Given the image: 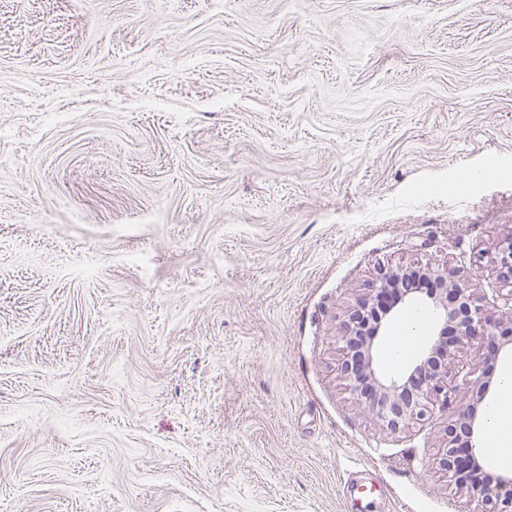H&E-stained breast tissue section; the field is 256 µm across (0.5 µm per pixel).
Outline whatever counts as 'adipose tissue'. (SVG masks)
I'll return each instance as SVG.
<instances>
[{
  "mask_svg": "<svg viewBox=\"0 0 512 512\" xmlns=\"http://www.w3.org/2000/svg\"><path fill=\"white\" fill-rule=\"evenodd\" d=\"M483 442L491 463L501 469L512 468V366L504 365L498 388L486 408Z\"/></svg>",
  "mask_w": 512,
  "mask_h": 512,
  "instance_id": "adipose-tissue-1",
  "label": "adipose tissue"
}]
</instances>
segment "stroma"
<instances>
[{
  "label": "stroma",
  "instance_id": "1",
  "mask_svg": "<svg viewBox=\"0 0 512 512\" xmlns=\"http://www.w3.org/2000/svg\"><path fill=\"white\" fill-rule=\"evenodd\" d=\"M512 235V0H0V512H479L345 390L379 268Z\"/></svg>",
  "mask_w": 512,
  "mask_h": 512
}]
</instances>
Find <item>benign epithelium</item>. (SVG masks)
<instances>
[{
	"label": "benign epithelium",
	"mask_w": 512,
	"mask_h": 512,
	"mask_svg": "<svg viewBox=\"0 0 512 512\" xmlns=\"http://www.w3.org/2000/svg\"><path fill=\"white\" fill-rule=\"evenodd\" d=\"M500 276L512 278V237L499 243L495 257ZM429 275L448 288L450 297L457 300L455 309L443 301V317L455 324V345L463 346L478 336H486L493 330L509 324L512 326V292L501 296L502 305L491 312L483 304V298L470 289L459 269L455 267L429 270ZM368 305V300L358 301L357 309L350 314L346 324L345 360L340 371L347 381V389L356 396L391 434L400 432L411 422L422 421L431 406L448 403V394L454 388L448 377V366L428 367L424 363L413 366L404 379H386L374 365L373 347L379 329L356 334L355 317ZM484 418L470 406L460 408L454 423L448 425V448L438 464L449 474L461 475L476 455L472 443L462 440L481 433ZM458 484L481 498L486 512H512V475H488L485 483L472 485L460 480Z\"/></svg>",
	"instance_id": "1"
}]
</instances>
